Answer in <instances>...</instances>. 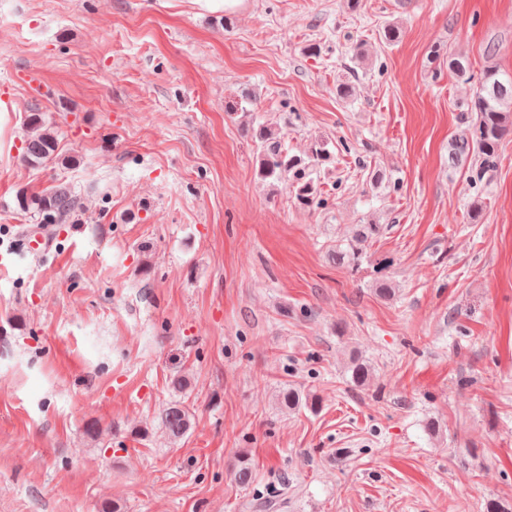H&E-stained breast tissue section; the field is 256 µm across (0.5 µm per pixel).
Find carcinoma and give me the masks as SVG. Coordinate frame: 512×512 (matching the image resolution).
<instances>
[{
    "label": "carcinoma",
    "instance_id": "obj_1",
    "mask_svg": "<svg viewBox=\"0 0 512 512\" xmlns=\"http://www.w3.org/2000/svg\"><path fill=\"white\" fill-rule=\"evenodd\" d=\"M448 70L467 82L476 81L475 89L466 111L473 113L469 121L467 135L455 142L452 156L474 154L480 159L476 172L482 177L495 167L498 146L503 137L512 132V76L504 73L495 64L484 68L479 78L470 73L469 63L459 57H448ZM253 99L246 96L238 103L239 109L251 117L253 137L260 153L259 172L265 181L285 182L294 193L297 203L308 209L319 208L324 204L317 179L320 171L334 162L336 153L329 143L315 142L303 156L291 154L283 145L285 133L262 120L261 116L248 109ZM28 135L25 140L23 160L32 165H44L55 159L57 142L53 132L45 125L39 113L28 116ZM19 203L25 209H33L45 216L49 224L62 223L76 209V200L69 188L57 186L42 194L19 195ZM377 224H360L353 236V244L348 250L336 252L338 260L354 262L359 256L355 243L365 242L378 233ZM352 382L364 386L371 379L369 367L359 361L351 366ZM162 426L174 437L186 433L190 426L189 409L179 401L167 405L160 413Z\"/></svg>",
    "mask_w": 512,
    "mask_h": 512
}]
</instances>
